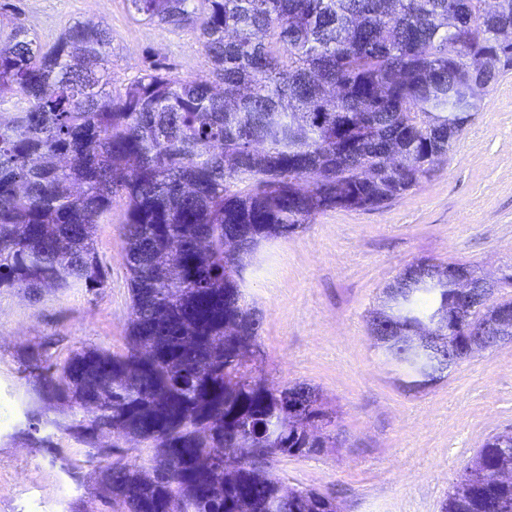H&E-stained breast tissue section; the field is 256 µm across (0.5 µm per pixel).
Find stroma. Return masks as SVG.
<instances>
[{
	"label": "stroma",
	"instance_id": "35a3bbf8",
	"mask_svg": "<svg viewBox=\"0 0 512 512\" xmlns=\"http://www.w3.org/2000/svg\"><path fill=\"white\" fill-rule=\"evenodd\" d=\"M41 43L77 21L112 37L113 88L150 64L185 79L205 76L207 58L192 30L136 20L125 0H11ZM123 200L98 225L95 244L111 286L0 292V512H112L100 495L106 462L65 426L74 411L35 399L25 357L47 345L52 362L77 349L126 348L130 292L119 233ZM460 263L512 299V73L492 81L483 105L430 178L376 210L319 214L288 239L262 243L242 272L243 301L262 315L258 342L275 385L316 387L338 412L343 446L284 458L275 471L290 487L335 496L340 512H442L452 485L483 442L512 428V343L471 355L422 387L387 362L368 319L410 265ZM51 444L26 436L27 411Z\"/></svg>",
	"mask_w": 512,
	"mask_h": 512
}]
</instances>
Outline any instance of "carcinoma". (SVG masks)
<instances>
[{"instance_id": "obj_1", "label": "carcinoma", "mask_w": 512, "mask_h": 512, "mask_svg": "<svg viewBox=\"0 0 512 512\" xmlns=\"http://www.w3.org/2000/svg\"><path fill=\"white\" fill-rule=\"evenodd\" d=\"M126 2L141 21L194 30L209 74L152 65L116 91L107 28L76 22L45 47L0 5V101L25 99L0 116V290L24 287L38 302L49 289L109 287L95 231L116 199L126 206L125 351L84 348L57 367L41 347L24 371L39 401L100 406L65 430L89 448L115 438L101 489L116 512L142 498L152 512H338L313 488L281 495L276 462L341 446L331 429L306 431L336 412L313 386L265 376L261 318L241 304L239 277L262 242L327 210L378 209L435 172L483 100L458 87L512 71L497 41L512 0L493 17L480 0ZM462 57L473 70L455 65ZM450 293L410 267L388 319L420 324ZM384 349L411 385L438 379L440 353ZM129 435L153 449L148 468L124 462ZM243 442L262 465L228 467ZM493 468L512 469L497 434L443 512H512V484L482 483Z\"/></svg>"}]
</instances>
